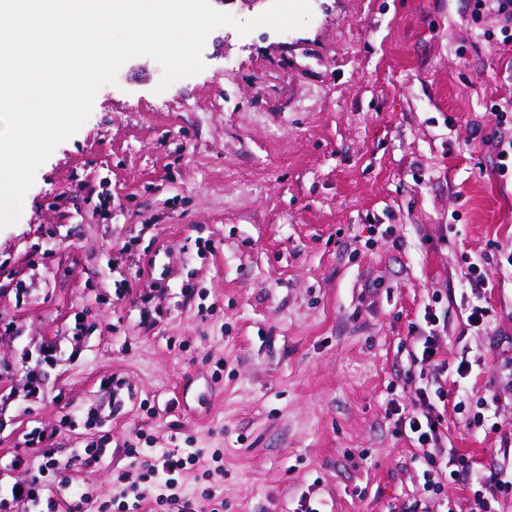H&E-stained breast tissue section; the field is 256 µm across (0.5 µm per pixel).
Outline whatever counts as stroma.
<instances>
[{"instance_id": "obj_1", "label": "stroma", "mask_w": 512, "mask_h": 512, "mask_svg": "<svg viewBox=\"0 0 512 512\" xmlns=\"http://www.w3.org/2000/svg\"><path fill=\"white\" fill-rule=\"evenodd\" d=\"M302 28L231 26L160 88L137 56L37 168L0 228V499L49 450L96 501L140 485L127 445L224 453V512H402L415 449L394 403L425 329L479 357L448 396L499 393L487 427L447 409V447L512 470V43L473 0H310ZM494 323L465 328L467 260ZM440 303H433V292ZM149 307L155 321L141 319Z\"/></svg>"}]
</instances>
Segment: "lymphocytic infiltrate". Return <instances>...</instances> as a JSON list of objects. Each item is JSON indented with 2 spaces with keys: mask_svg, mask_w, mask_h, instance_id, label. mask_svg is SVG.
<instances>
[{
  "mask_svg": "<svg viewBox=\"0 0 512 512\" xmlns=\"http://www.w3.org/2000/svg\"><path fill=\"white\" fill-rule=\"evenodd\" d=\"M422 351L413 355L411 368L420 375L430 377V386L418 388L406 407L401 408L394 421L396 434L407 437L420 453L423 465L422 491L424 494H443L462 488L468 491L469 512H496L494 502L497 495L512 493V479L503 474L490 476L475 475L472 463L456 449L445 448L443 416L441 404L448 401V389L443 377L447 372H455L459 378H466L473 369L467 357L456 358L449 362L440 359L434 336L422 337ZM127 455L139 464L145 479L153 485V492H129L122 488L116 491L121 499L120 512H147L155 508L175 507L176 512H223L224 498L220 492V481L224 477V468L220 466L219 454H212L211 467L201 465L199 453L184 452L174 448L159 453H148L141 448L128 449ZM74 463L70 456H44L39 468L38 478L14 485L12 500L15 504L26 506L36 501L41 490L42 480L46 477H62ZM202 467L203 474L210 480L199 499H178L173 490L188 472Z\"/></svg>",
  "mask_w": 512,
  "mask_h": 512,
  "instance_id": "obj_1",
  "label": "lymphocytic infiltrate"
}]
</instances>
